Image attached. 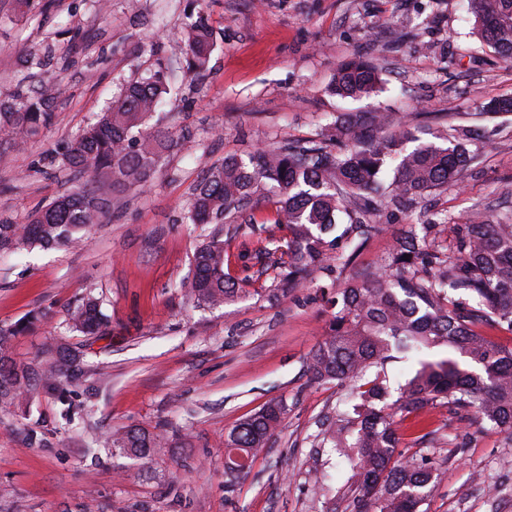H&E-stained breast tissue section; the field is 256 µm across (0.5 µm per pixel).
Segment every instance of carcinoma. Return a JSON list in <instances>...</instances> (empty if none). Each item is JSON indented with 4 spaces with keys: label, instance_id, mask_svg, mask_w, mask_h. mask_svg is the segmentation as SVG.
I'll return each mask as SVG.
<instances>
[{
    "label": "carcinoma",
    "instance_id": "obj_1",
    "mask_svg": "<svg viewBox=\"0 0 512 512\" xmlns=\"http://www.w3.org/2000/svg\"><path fill=\"white\" fill-rule=\"evenodd\" d=\"M485 45L512 61V0H471ZM189 71H205L214 33L203 11L183 28ZM379 69L360 57L337 67L332 92L342 98L373 93ZM167 91L156 71L125 85L98 120L72 139L61 163L81 179L75 189L54 198L24 224L0 222V255L36 245H74L100 223L106 200L90 183L104 177L112 191L151 182L165 148L161 134H139ZM54 93L43 84L20 85L0 99V132L24 135L46 124ZM472 130L430 132L423 139L408 125L388 128L379 112H352L336 122L338 150L313 140L258 149L247 160L228 157L197 184L187 219L219 224L237 212L259 185L275 188L272 220L284 231L238 254L261 271L280 277L282 291L306 288L324 276H341L360 250L382 230L364 220L375 198L385 194L401 207L407 200L460 184L479 159L471 149ZM455 237L442 247L448 229ZM409 260H404V255ZM224 243L210 240L194 253L188 293L199 306L220 307L239 297L249 276L225 271ZM334 308L326 336L312 350L308 370L318 384L348 387L336 418L322 423L320 447L344 465V487L357 492L356 512H423L436 468L427 458L400 449L396 417L448 404L471 409L487 429L512 440V349L481 334L482 326L512 332V217L477 215L468 224H403L384 265L366 278L351 277L323 294ZM68 331L90 339L104 336L109 321L102 301L86 294L70 308ZM22 326L0 328V405H12L34 388L55 394L61 382L79 384L85 376L80 355L67 343H46L34 364L18 368L5 359L10 338ZM402 364L393 375L388 366ZM284 400L265 403L224 435V469L245 473L267 448L287 414ZM107 444L138 459L166 445L165 438L141 427L115 430Z\"/></svg>",
    "mask_w": 512,
    "mask_h": 512
}]
</instances>
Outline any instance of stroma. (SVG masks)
<instances>
[{
    "instance_id": "stroma-1",
    "label": "stroma",
    "mask_w": 512,
    "mask_h": 512,
    "mask_svg": "<svg viewBox=\"0 0 512 512\" xmlns=\"http://www.w3.org/2000/svg\"><path fill=\"white\" fill-rule=\"evenodd\" d=\"M196 0H54L44 21L19 0H0V98L25 75L26 53L53 46L44 69L57 88L52 120L24 146L0 138V221L25 222L74 184L44 158L81 133L122 87L163 71L171 90L149 120L171 146L152 183L113 192L102 223L75 246L0 256V327L30 321L9 351L34 360L44 342L81 348L84 381L68 404L42 390L0 406V512H353L335 461L318 439L345 391L310 379L307 360L332 310L318 288L278 293L274 272L252 277L217 308L187 296L196 248L217 238L240 275L243 244L266 236L249 216L270 214L264 188L247 211L197 226L187 212L207 170L288 141L336 148L346 112H384L399 125L473 127L481 153L464 181L398 211L377 205L385 232L352 269L367 275L392 250L394 228L444 209L451 223L512 211V114L486 104L512 98V64L483 44L468 0H205L216 33L206 72L185 66L181 31ZM77 29L64 35L63 27ZM354 56L380 69V92L343 100L329 91ZM102 300L112 333L84 345L65 330L86 293ZM288 414L269 448L237 478L224 473V435L267 401ZM163 431L168 448L136 460L104 446L113 429ZM401 445L435 463L426 512H512V439L473 414L439 405L424 427L406 420Z\"/></svg>"
}]
</instances>
